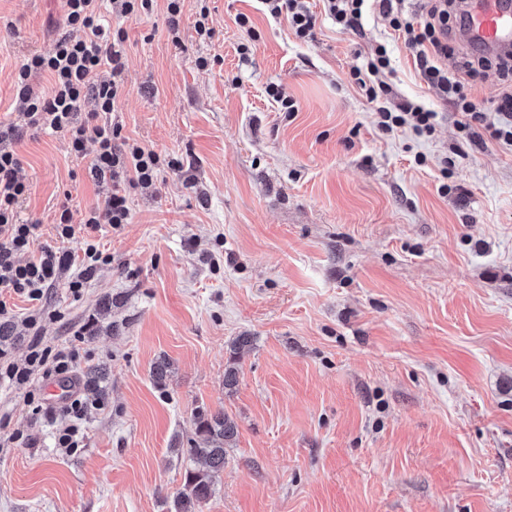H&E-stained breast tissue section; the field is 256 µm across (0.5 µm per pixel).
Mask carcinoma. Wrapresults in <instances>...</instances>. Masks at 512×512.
<instances>
[{"mask_svg":"<svg viewBox=\"0 0 512 512\" xmlns=\"http://www.w3.org/2000/svg\"><path fill=\"white\" fill-rule=\"evenodd\" d=\"M107 370L94 367L84 372V387L96 401L105 400ZM194 434L205 446L185 450L187 457L204 464L201 469L186 470L182 490L173 499L171 512H202L214 494V476L224 469L227 448L236 441L238 425L222 409L198 407L192 415Z\"/></svg>","mask_w":512,"mask_h":512,"instance_id":"cac0c4a2","label":"carcinoma"}]
</instances>
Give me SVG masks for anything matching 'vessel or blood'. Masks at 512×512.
Returning a JSON list of instances; mask_svg holds the SVG:
<instances>
[{
	"instance_id": "b4317fda",
	"label": "vessel or blood",
	"mask_w": 512,
	"mask_h": 512,
	"mask_svg": "<svg viewBox=\"0 0 512 512\" xmlns=\"http://www.w3.org/2000/svg\"><path fill=\"white\" fill-rule=\"evenodd\" d=\"M465 16L469 46L493 53L512 49V0H471Z\"/></svg>"
}]
</instances>
